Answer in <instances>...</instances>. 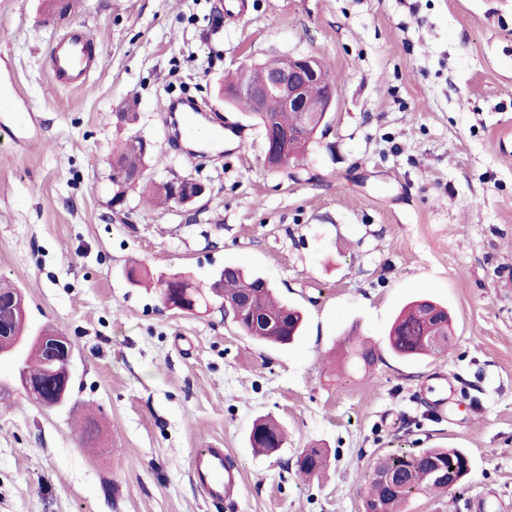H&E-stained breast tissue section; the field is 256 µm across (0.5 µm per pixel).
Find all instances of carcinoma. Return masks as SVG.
I'll return each instance as SVG.
<instances>
[{
    "mask_svg": "<svg viewBox=\"0 0 512 512\" xmlns=\"http://www.w3.org/2000/svg\"><path fill=\"white\" fill-rule=\"evenodd\" d=\"M283 62L278 58L253 67L239 68L235 77L225 81L230 87L238 84H260L267 70ZM276 127L289 135L288 156L299 159L318 129V124L303 126L295 112L273 114ZM118 161L112 169V187L117 188L132 174L164 163L162 155L146 153L139 146L123 143L117 153ZM147 202L169 204L172 193L165 181L147 180ZM127 280L135 284L145 281L159 287L164 274H153L144 266H131L125 269ZM16 288L0 284V344L8 347L13 344L19 330L20 318L11 307V299ZM178 297L199 307L221 298L240 307L233 316L238 327L248 336L259 341L276 345L293 343L302 332L304 315L296 307L279 300L270 281L262 276H247L242 268L226 265L219 270L213 282L206 289L193 286V282L182 278L176 288ZM451 332V321L447 308L430 300L413 301L401 309L387 338L391 352L402 359L416 360L428 357L435 351L428 337L445 338ZM347 355L350 365L367 368L375 361L374 349L364 341L350 343ZM26 360L35 365L29 371L30 378L38 382V387L25 394L27 400L43 408L56 406V392L62 386L61 374L66 372L72 353L66 347L54 354L56 367L46 363L41 349L26 346ZM285 437L284 429L271 420L257 419L248 435L251 447L270 454L278 450ZM327 452L321 448H307L296 461L297 473L310 477L326 467ZM471 471L470 457L458 448H426L423 450L397 451L380 458L374 466L365 512H405L407 501L414 495L426 492H445L450 484H461ZM448 474V479L436 478V473Z\"/></svg>",
    "mask_w": 512,
    "mask_h": 512,
    "instance_id": "cac0c4a2",
    "label": "carcinoma"
}]
</instances>
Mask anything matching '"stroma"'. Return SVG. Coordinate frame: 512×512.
Returning a JSON list of instances; mask_svg holds the SVG:
<instances>
[{
  "instance_id": "35a3bbf8",
  "label": "stroma",
  "mask_w": 512,
  "mask_h": 512,
  "mask_svg": "<svg viewBox=\"0 0 512 512\" xmlns=\"http://www.w3.org/2000/svg\"><path fill=\"white\" fill-rule=\"evenodd\" d=\"M0 0V79L40 123L25 148L0 130V279L23 294L28 324L74 349L72 398L0 405V512H364L368 476L398 450L460 448L465 483L420 494L407 512H512V0ZM86 29L87 85L54 83L47 52ZM313 55L336 101L301 166L263 162V132L219 96L243 63ZM226 125L205 160L166 137L176 91ZM136 97L140 120L114 108ZM153 141L158 176L200 172L196 204L129 216L109 206L108 163L129 134ZM139 262L199 286L234 263L268 278L305 314L286 347L245 336L218 306L179 314L132 285ZM447 307V349L401 361L384 344L399 310ZM355 335L380 346L371 376L330 361ZM455 391L432 401L439 376ZM93 413L107 440L81 447ZM288 429L265 456L253 421ZM327 449L324 473L296 460ZM220 448L242 475L235 503L190 476L196 449Z\"/></svg>"
}]
</instances>
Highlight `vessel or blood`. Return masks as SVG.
<instances>
[{"label": "vessel or blood", "instance_id": "obj_1", "mask_svg": "<svg viewBox=\"0 0 512 512\" xmlns=\"http://www.w3.org/2000/svg\"><path fill=\"white\" fill-rule=\"evenodd\" d=\"M48 61L57 84L81 87L96 64L94 43L81 29L71 30L66 37L51 47ZM21 93L16 88L0 90V125L10 132L13 145L21 147L32 140L35 132L34 118L19 119ZM167 122L169 136L179 141L196 139L197 126L180 121L183 112L196 111L195 103L180 99L171 100ZM191 475L196 485L209 498L232 501L241 484V474L225 460L220 448H201L194 452L190 463Z\"/></svg>", "mask_w": 512, "mask_h": 512}]
</instances>
